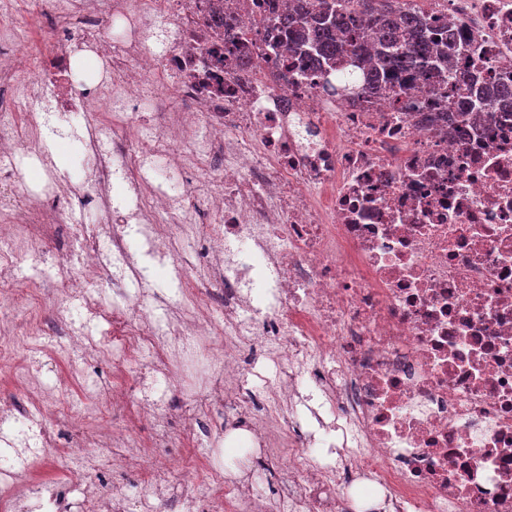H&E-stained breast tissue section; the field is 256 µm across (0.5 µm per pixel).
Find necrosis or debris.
<instances>
[{"mask_svg": "<svg viewBox=\"0 0 512 512\" xmlns=\"http://www.w3.org/2000/svg\"><path fill=\"white\" fill-rule=\"evenodd\" d=\"M423 1L469 46L450 62L457 84L512 83V0ZM290 6L59 0L74 33L47 56L21 43L22 69L0 61L17 95L0 157L79 114L92 184L78 208L48 210L0 168V373L33 405L13 417L24 452L0 453V512H19L13 487L53 453L87 491L104 469L159 490L186 472L181 512H349L365 482L384 512H512V101L475 113L441 78L411 75L397 95L336 94L266 28ZM104 16L118 35L101 37ZM79 49L103 64L97 86L74 80ZM160 99L166 112L149 113ZM116 179L131 208L87 222ZM50 224L70 225L64 250L44 246ZM185 234L204 242L198 260ZM141 248L168 260L172 294ZM93 355L112 365L87 392L111 403L108 431L41 383L43 358L79 377ZM174 395L211 447L235 436L249 477L169 455ZM60 419L78 444L57 445L46 425Z\"/></svg>", "mask_w": 512, "mask_h": 512, "instance_id": "4bbe7bcc", "label": "necrosis or debris"}]
</instances>
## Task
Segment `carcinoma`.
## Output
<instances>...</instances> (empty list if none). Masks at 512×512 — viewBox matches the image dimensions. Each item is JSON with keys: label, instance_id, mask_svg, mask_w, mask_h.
Instances as JSON below:
<instances>
[{"label": "carcinoma", "instance_id": "obj_1", "mask_svg": "<svg viewBox=\"0 0 512 512\" xmlns=\"http://www.w3.org/2000/svg\"><path fill=\"white\" fill-rule=\"evenodd\" d=\"M391 0H296V6L275 17V28L285 37L291 55L305 56L327 72L336 71L334 90L357 89L355 68L362 56H371L363 74L364 85L377 86L395 94L398 76L413 74L426 78L441 71L445 55L467 52L468 45L448 35V43L433 53L434 22L420 10L402 11ZM469 97L483 103L481 111L491 112L499 99L512 98V85L500 83L489 93L470 80Z\"/></svg>", "mask_w": 512, "mask_h": 512}]
</instances>
